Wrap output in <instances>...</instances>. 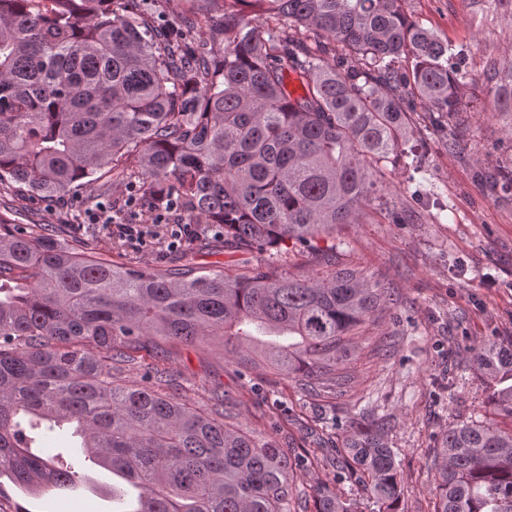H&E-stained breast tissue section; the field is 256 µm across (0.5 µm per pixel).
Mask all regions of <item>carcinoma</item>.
Segmentation results:
<instances>
[{
  "label": "carcinoma",
  "instance_id": "1",
  "mask_svg": "<svg viewBox=\"0 0 512 512\" xmlns=\"http://www.w3.org/2000/svg\"><path fill=\"white\" fill-rule=\"evenodd\" d=\"M151 2L0 0L1 187L62 196L86 179L107 198L137 181L140 209L173 203L218 228L228 252L290 243L326 259L337 229L376 199L381 162L415 154L414 100L459 145L464 50L410 19L405 0H207L220 20L206 38L180 23L157 30ZM492 70L487 93L509 109L512 61ZM10 225L0 212V495L5 477L27 494L73 489L90 461L139 490L135 512H358L326 484L297 510L305 459L163 393L164 370L126 385L113 363L149 338L220 336L244 369L334 392L388 303L382 283L354 268L203 271L192 247L167 273L117 261L123 244L92 230L74 247ZM469 351L489 404L512 418V338ZM43 420L74 426L70 461L32 449ZM338 463L337 480L362 485L372 512H401L383 425L352 429ZM430 466L433 512H512V428L456 422Z\"/></svg>",
  "mask_w": 512,
  "mask_h": 512
}]
</instances>
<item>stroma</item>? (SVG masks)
<instances>
[{"mask_svg":"<svg viewBox=\"0 0 512 512\" xmlns=\"http://www.w3.org/2000/svg\"><path fill=\"white\" fill-rule=\"evenodd\" d=\"M404 9L443 40L469 50L471 81L457 127L459 148L449 149L447 138L428 125L427 104L415 101L420 170H413L410 158L389 156L378 199L363 209L360 223L341 232L334 262L298 249L264 254L294 275L319 277L333 266H349L388 287L386 309L363 327L348 367L350 384L336 394L304 392L263 369L243 371L225 358L218 336L201 346L166 348L152 341L137 363L116 371L131 385L162 366L171 378L167 393L201 408L211 407L214 395L223 396L232 423L261 431L288 455L312 459L297 481L298 492L326 483L357 499L362 512L372 509L363 488L336 479L337 451L349 431L384 421V438L403 476L404 512H431L430 450L449 424L488 409L487 387L467 348L482 339L512 337V191L492 197L480 179L485 172L512 170V112L501 111L487 94L491 64L512 56V9L476 17L470 0H405ZM0 198L17 229L38 224L74 246L82 236L70 226L71 215L89 224L103 206L134 210L127 183L114 184L107 200L81 183L56 200L31 198L22 187ZM134 212V223L145 225L149 238L143 246L126 245L123 261L177 269L176 251L164 233L180 216ZM161 347L167 355L159 361L155 352ZM19 505L28 512L112 509L110 500L80 488L33 498L6 486L0 512Z\"/></svg>","mask_w":512,"mask_h":512,"instance_id":"obj_1","label":"stroma"}]
</instances>
